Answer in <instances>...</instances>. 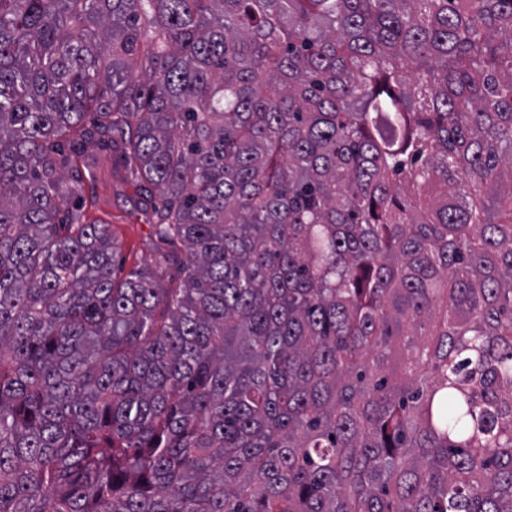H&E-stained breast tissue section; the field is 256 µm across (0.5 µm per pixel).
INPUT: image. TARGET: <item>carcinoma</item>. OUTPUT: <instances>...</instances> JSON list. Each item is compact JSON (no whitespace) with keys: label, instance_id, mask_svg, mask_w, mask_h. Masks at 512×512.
Wrapping results in <instances>:
<instances>
[{"label":"carcinoma","instance_id":"carcinoma-1","mask_svg":"<svg viewBox=\"0 0 512 512\" xmlns=\"http://www.w3.org/2000/svg\"><path fill=\"white\" fill-rule=\"evenodd\" d=\"M0 512H512V0H0ZM88 160L96 171L92 186L95 204L86 209L88 222L104 219L111 224L112 235L120 250L116 274L122 278L133 270L156 272L157 251H170L166 243L155 242L144 214L135 206V184L125 171L122 158L111 150L88 148Z\"/></svg>","mask_w":512,"mask_h":512}]
</instances>
